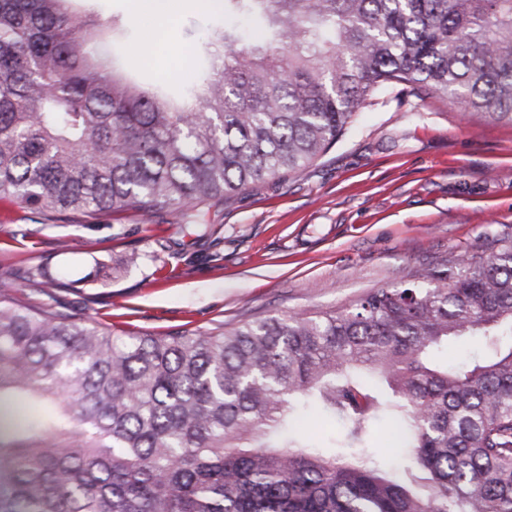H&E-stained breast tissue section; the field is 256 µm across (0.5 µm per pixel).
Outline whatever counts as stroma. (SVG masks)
<instances>
[{
	"instance_id": "obj_1",
	"label": "stroma",
	"mask_w": 512,
	"mask_h": 512,
	"mask_svg": "<svg viewBox=\"0 0 512 512\" xmlns=\"http://www.w3.org/2000/svg\"><path fill=\"white\" fill-rule=\"evenodd\" d=\"M225 21L204 8L177 12L139 82L160 76L167 94L184 95L200 72L178 58ZM209 216L201 235L171 208L40 215L2 199L0 282H20V300L95 320L118 340L348 310L512 237V124L398 85L369 100L316 160ZM35 268L60 284L27 285Z\"/></svg>"
}]
</instances>
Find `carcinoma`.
Here are the masks:
<instances>
[{"label": "carcinoma", "mask_w": 512, "mask_h": 512, "mask_svg": "<svg viewBox=\"0 0 512 512\" xmlns=\"http://www.w3.org/2000/svg\"><path fill=\"white\" fill-rule=\"evenodd\" d=\"M0 0V199L200 206L319 157L395 84L512 124V0H224L182 101L109 57L121 20ZM476 336L463 367L448 348ZM312 405L341 426L327 452ZM395 451H374L380 426ZM0 512H512V239L347 313L132 336L0 283ZM307 416L304 417V425L307 433L315 439H321L329 435L335 428V423L332 421H325L323 417L313 409H306L304 411Z\"/></svg>", "instance_id": "cac0c4a2"}]
</instances>
